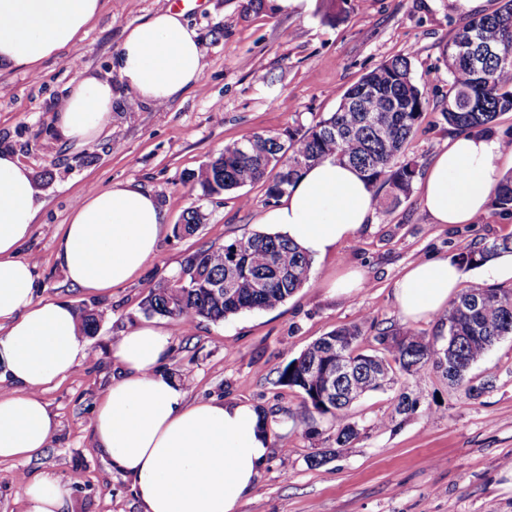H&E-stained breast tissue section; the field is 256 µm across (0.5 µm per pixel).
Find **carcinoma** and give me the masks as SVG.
<instances>
[{"label":"carcinoma","instance_id":"obj_1","mask_svg":"<svg viewBox=\"0 0 512 512\" xmlns=\"http://www.w3.org/2000/svg\"><path fill=\"white\" fill-rule=\"evenodd\" d=\"M448 65V108L442 117L458 132L485 129L501 112L512 111V0L491 14L468 20L444 48ZM429 106L415 82L409 58H392L351 86L330 116L307 128L279 134L255 132L223 150L193 175L206 195L262 184L270 200L294 186L315 162L334 158L357 168L372 191L376 211L389 214L409 197L417 164L403 158V148ZM263 142L255 150L251 142ZM491 205L512 212V176L501 179ZM205 215L197 208L182 215L175 236L198 232ZM236 260L225 246H210L191 255L163 284L150 285L141 303L148 317L162 316L188 324L197 319L220 322L246 311L272 310L310 279L313 261L287 238L255 232L237 240ZM512 255V236L474 242L455 255L465 270ZM83 335L93 336L102 315L78 313ZM362 329L336 328L316 340L279 370L278 381L304 394L300 423L327 416L336 426L334 443L343 448L358 437L350 406L366 394L395 383L400 372L413 376L431 366L448 381L468 385L477 396L484 386L470 384L472 366L500 339L512 336V288L473 283L448 302L447 314L430 340L411 327L380 330L379 351L359 349ZM341 355L350 373L333 388H324L323 362Z\"/></svg>","mask_w":512,"mask_h":512}]
</instances>
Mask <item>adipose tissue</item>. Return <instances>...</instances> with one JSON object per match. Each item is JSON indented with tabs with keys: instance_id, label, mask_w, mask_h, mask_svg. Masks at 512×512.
Returning <instances> with one entry per match:
<instances>
[{
	"instance_id": "obj_1",
	"label": "adipose tissue",
	"mask_w": 512,
	"mask_h": 512,
	"mask_svg": "<svg viewBox=\"0 0 512 512\" xmlns=\"http://www.w3.org/2000/svg\"><path fill=\"white\" fill-rule=\"evenodd\" d=\"M102 6L103 0H0V67L39 72L44 60L76 46ZM124 33L112 67L125 88L165 105L198 85L203 55L183 12L157 10ZM118 98L110 78L81 73L55 109L58 137L94 141ZM500 150L482 133L449 142L421 183L433 223L467 224L485 211L499 182ZM44 205L31 169L14 151L0 149V377L20 388L0 397V461H29L48 448L54 422L35 391L67 375L84 350L73 308L35 301L36 265L18 255ZM374 213L358 171L327 159L308 168L265 221L318 261ZM164 224L156 197L134 183L87 191L63 226L55 261L73 287L107 293L155 258ZM461 277L448 258L411 265L395 288L402 315H436ZM168 349V333L152 321L113 342L119 370L94 411L97 446L132 478L144 512H236L269 458L268 422L248 403L188 401L162 368ZM16 495L25 512H65L68 502L66 488L48 473L22 482Z\"/></svg>"
}]
</instances>
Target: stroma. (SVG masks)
<instances>
[{"instance_id": "1", "label": "stroma", "mask_w": 512, "mask_h": 512, "mask_svg": "<svg viewBox=\"0 0 512 512\" xmlns=\"http://www.w3.org/2000/svg\"><path fill=\"white\" fill-rule=\"evenodd\" d=\"M169 3L105 0L76 48L45 61L36 74L0 71V86L8 89L0 96V148L18 153L45 200L19 250L37 265L35 297L102 315L73 371L37 391L56 425L45 454L0 461V512H24L15 487L44 472L68 489V512H143L131 479L99 450L92 417L118 371L113 341L145 319L146 286L165 282L200 249L274 230L263 222L272 208L263 185L246 187L244 207L236 193L207 196L193 180L225 144L315 124L363 75L397 56L410 59L430 102L405 157L428 168L454 137L441 116L448 92L442 48L468 17L453 0H300L286 12L276 0H201L185 17L201 41L202 78L183 97L154 106L123 87L112 60L125 27ZM86 70L110 76L120 98L95 142L66 143L54 133L55 107ZM126 181L149 190L165 212L157 256L137 279L90 297L55 262L61 226L87 189ZM191 208L206 214L205 224L195 235L175 236V224ZM510 235L512 215L491 207L467 224L432 223L416 188L392 213L375 214L314 263L309 282L278 308L218 323L199 319L189 328L159 318L170 335L164 368L188 400L249 402L270 420L271 455L237 512H512V337L473 365L471 378L485 386L479 396L429 368L363 397L351 408L359 436L344 448L334 444L330 418L316 417L309 432L291 421L302 394L278 381L288 361L341 326H361L360 348L369 353L377 350L382 328L409 325L433 336L438 317L409 322L401 314L398 280L415 262L450 258L470 241ZM351 271L362 274L365 288L329 289ZM404 392L417 400L409 414L396 411ZM319 450L329 459L310 465Z\"/></svg>"}]
</instances>
